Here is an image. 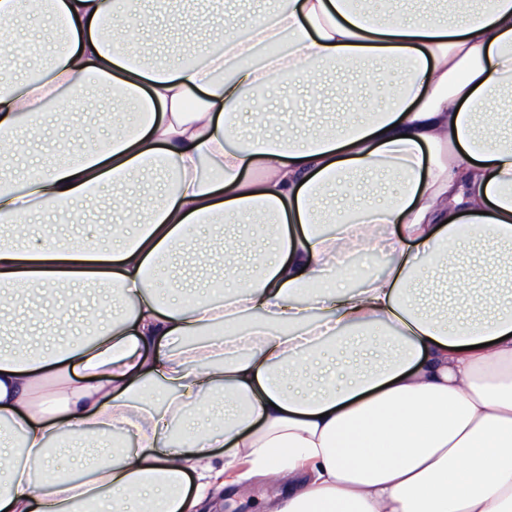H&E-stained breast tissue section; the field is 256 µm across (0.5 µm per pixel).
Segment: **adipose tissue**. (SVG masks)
Instances as JSON below:
<instances>
[{"mask_svg": "<svg viewBox=\"0 0 512 512\" xmlns=\"http://www.w3.org/2000/svg\"><path fill=\"white\" fill-rule=\"evenodd\" d=\"M417 0L406 15L353 0H279L249 25L225 18L189 62L145 61L129 0H0V43L19 16L65 49L0 75V146L24 151L46 120L67 126L90 88L120 89L133 128L69 160L0 178V292L112 291L92 334L54 352L0 351V512H199L285 494L266 512H512V135L490 108L512 95V0ZM405 61L382 111L305 134L277 127L273 83L319 89L327 67ZM256 103L252 128L239 109ZM53 114H46V106ZM174 177L131 199L139 174ZM107 193L126 221L112 242L29 239L40 212L69 220ZM199 224L267 227L255 279L186 306L152 283L209 243ZM384 258L348 284L344 259ZM232 324L230 335L211 329ZM363 342L368 358L347 351ZM121 447L85 461L89 442ZM78 465L51 475L57 443ZM253 484V492L248 498L239 499L224 496L211 511L262 512L265 503L283 490V487L273 480L255 479Z\"/></svg>", "mask_w": 512, "mask_h": 512, "instance_id": "obj_1", "label": "adipose tissue"}]
</instances>
